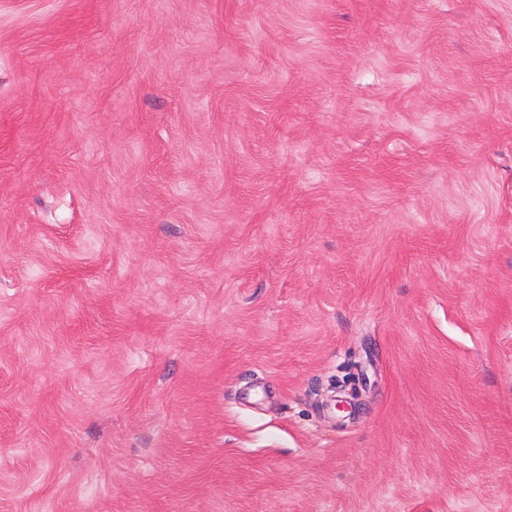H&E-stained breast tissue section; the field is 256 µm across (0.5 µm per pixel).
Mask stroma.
I'll list each match as a JSON object with an SVG mask.
<instances>
[{
    "label": "stroma",
    "instance_id": "obj_1",
    "mask_svg": "<svg viewBox=\"0 0 512 512\" xmlns=\"http://www.w3.org/2000/svg\"><path fill=\"white\" fill-rule=\"evenodd\" d=\"M0 512H512V0H0Z\"/></svg>",
    "mask_w": 512,
    "mask_h": 512
}]
</instances>
